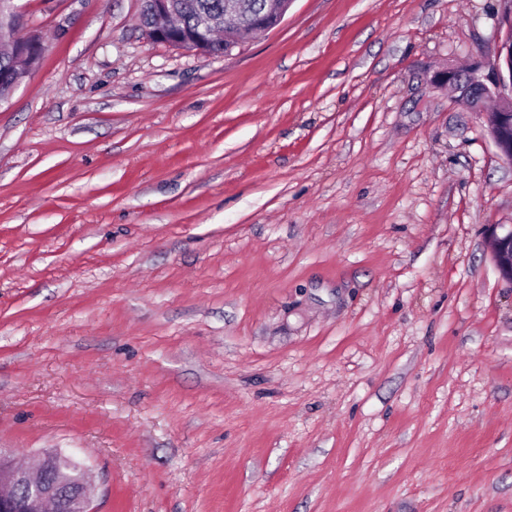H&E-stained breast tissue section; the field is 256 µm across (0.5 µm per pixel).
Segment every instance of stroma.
Listing matches in <instances>:
<instances>
[{"mask_svg": "<svg viewBox=\"0 0 512 512\" xmlns=\"http://www.w3.org/2000/svg\"><path fill=\"white\" fill-rule=\"evenodd\" d=\"M15 2L0 450L97 512H512V164L432 82L501 0H294L220 56ZM1 1V0H0ZM20 11L13 0L0 2V53L5 51L14 61V69L1 79V87L7 89V95L19 84L27 71L39 60L42 47L38 40L19 34ZM492 249L500 276L512 284V226L502 235H493Z\"/></svg>", "mask_w": 512, "mask_h": 512, "instance_id": "35a3bbf8", "label": "stroma"}]
</instances>
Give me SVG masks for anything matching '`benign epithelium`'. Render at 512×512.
<instances>
[{"label":"benign epithelium","mask_w":512,"mask_h":512,"mask_svg":"<svg viewBox=\"0 0 512 512\" xmlns=\"http://www.w3.org/2000/svg\"><path fill=\"white\" fill-rule=\"evenodd\" d=\"M294 0H264L262 10L243 22L238 0H224V17L199 18L190 32L182 23L161 22L164 16L178 15L172 0H140L148 9L151 24L145 28L148 38L180 49L187 44L206 53L216 31L234 20L242 32L262 33L282 22ZM502 23L508 26L506 38L486 53L487 61H476L466 70L450 65L437 72L433 82L448 85L458 92L457 102L468 112L486 118L488 132L504 160L512 164V0H505ZM20 11L14 0H0V52L14 61V69L0 78L7 92L19 84L39 60L42 47L38 40L19 34ZM493 257L502 279L512 284V228L492 237ZM93 489L86 469L74 467L56 452L43 454L33 468L17 465L0 451V512H94Z\"/></svg>","instance_id":"7a95c632"}]
</instances>
